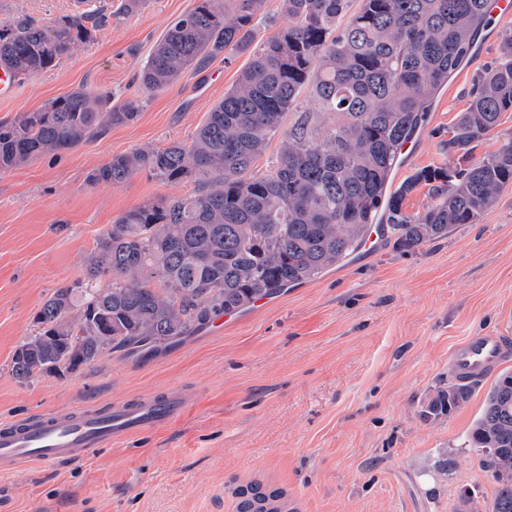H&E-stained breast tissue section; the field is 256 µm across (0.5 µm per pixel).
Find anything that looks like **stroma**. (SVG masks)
<instances>
[{"label":"stroma","mask_w":512,"mask_h":512,"mask_svg":"<svg viewBox=\"0 0 512 512\" xmlns=\"http://www.w3.org/2000/svg\"><path fill=\"white\" fill-rule=\"evenodd\" d=\"M119 3L84 6L113 11ZM194 5L144 0L136 15L113 20L0 100V119L82 86L145 101L132 124L0 173V424L173 389L191 400L178 422L84 461L0 476V512H236L239 490L254 482L284 491L288 512H493L495 485L465 440L494 376L472 384L468 402L448 416L434 420L423 409L451 381L448 355L467 336L492 333L512 346V184L447 237L408 252L384 240L155 355L115 352L27 383L12 376L11 358L36 334L44 301L84 278L116 218L194 189L146 172L114 186L86 181L112 155L190 139L247 65L244 55L218 59L166 89L142 88L138 70L156 39ZM84 6L0 0V18L22 10L48 25ZM511 32L512 22L498 21L482 32L472 63L434 100L398 178L458 166L442 148L448 128L467 106L473 75Z\"/></svg>","instance_id":"35a3bbf8"}]
</instances>
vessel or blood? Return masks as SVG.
Listing matches in <instances>:
<instances>
[{"label":"vessel or blood","mask_w":512,"mask_h":512,"mask_svg":"<svg viewBox=\"0 0 512 512\" xmlns=\"http://www.w3.org/2000/svg\"><path fill=\"white\" fill-rule=\"evenodd\" d=\"M504 353L500 337L470 336L451 351L449 365L458 381L474 382L492 371ZM186 409L184 398L173 393L104 409L64 408L15 420L0 426V472L30 462L60 464L87 458L114 439L169 425Z\"/></svg>","instance_id":"1"}]
</instances>
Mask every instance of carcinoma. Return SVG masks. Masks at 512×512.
<instances>
[{
	"label": "carcinoma",
	"instance_id": "cac0c4a2",
	"mask_svg": "<svg viewBox=\"0 0 512 512\" xmlns=\"http://www.w3.org/2000/svg\"><path fill=\"white\" fill-rule=\"evenodd\" d=\"M265 0H197L154 43L138 79L147 91L211 61L248 55L235 84L194 136L116 154L89 172L91 185L147 171L192 182L184 196L128 209L101 235L85 280L56 289L37 314L40 332L15 350L21 383L74 373L107 352L152 354L230 314L311 281L358 252L383 212L394 244L419 249L471 224L512 182V134L481 159L453 170L426 167L388 187L402 146L426 120L442 87L464 69L492 22L488 0H281L288 25L262 42ZM143 0L64 15L45 25L24 11L0 20V67L24 79L91 42L112 17ZM308 89L314 107L297 111ZM143 102L81 87L34 112L0 119V172L70 150L137 120ZM294 124L281 132L286 113ZM512 111V34L497 62L473 77L470 100L448 129V152L468 155ZM265 172L253 166L276 135ZM432 203L409 214L420 185ZM112 276L103 288L99 279ZM162 279L164 289L148 284ZM469 386L438 389L428 417L465 404ZM497 485L494 512H512V371L501 373L468 434ZM238 512H283L284 494L256 484Z\"/></svg>",
	"mask_w": 512,
	"mask_h": 512
}]
</instances>
